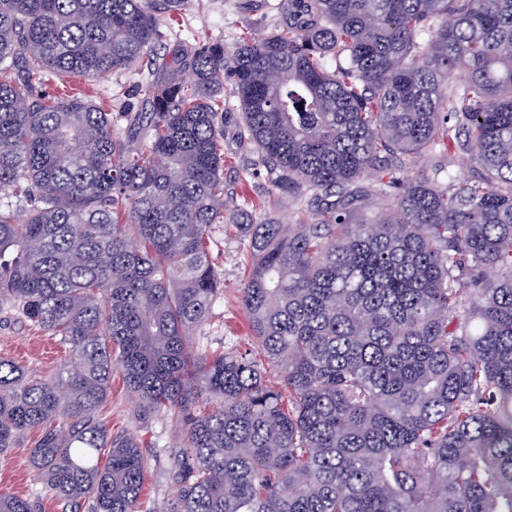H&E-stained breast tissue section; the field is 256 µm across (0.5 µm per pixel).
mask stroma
I'll use <instances>...</instances> for the list:
<instances>
[{"label": "stroma", "instance_id": "stroma-1", "mask_svg": "<svg viewBox=\"0 0 512 512\" xmlns=\"http://www.w3.org/2000/svg\"><path fill=\"white\" fill-rule=\"evenodd\" d=\"M272 0H186L174 17L173 39L168 54H177L181 46L197 41H219L233 46L240 34L263 37L276 30L281 22ZM147 63L130 71L104 76L86 83L85 96L112 115V127L123 132L128 128L127 113L142 105L141 82L150 76ZM273 176L259 164L238 125L235 113L224 122V214L234 218L242 201L262 203L261 217L287 221L296 208L294 199L273 195ZM251 259L242 241L224 237L218 245L216 264L224 281V293L213 306L205 326L193 336V344L241 351L257 350L248 322L241 310L239 288L244 282ZM68 355V348L58 337L33 330L17 318L0 315V357L13 360L30 374L44 377L56 363ZM100 416L112 432L127 434L141 446L147 461L142 490L145 512H153L175 494L169 470L172 457L183 442L166 414L143 413L137 400L128 392L120 375L112 377V391L100 410ZM39 439L30 432L19 447L0 459V490L30 499L35 512H64L62 503L44 491L29 463V452Z\"/></svg>", "mask_w": 512, "mask_h": 512}]
</instances>
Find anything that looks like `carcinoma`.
Returning <instances> with one entry per match:
<instances>
[{"instance_id": "cac0c4a2", "label": "carcinoma", "mask_w": 512, "mask_h": 512, "mask_svg": "<svg viewBox=\"0 0 512 512\" xmlns=\"http://www.w3.org/2000/svg\"><path fill=\"white\" fill-rule=\"evenodd\" d=\"M183 4L0 0V309L69 347L43 378L0 358V455L36 430L71 512H142L144 453L99 419L116 371L186 438L163 512H512V0H279L273 33L170 59ZM147 56L134 136L35 94ZM226 76L286 224L224 219ZM434 153L471 180L405 176ZM219 230L256 356L190 344Z\"/></svg>"}]
</instances>
